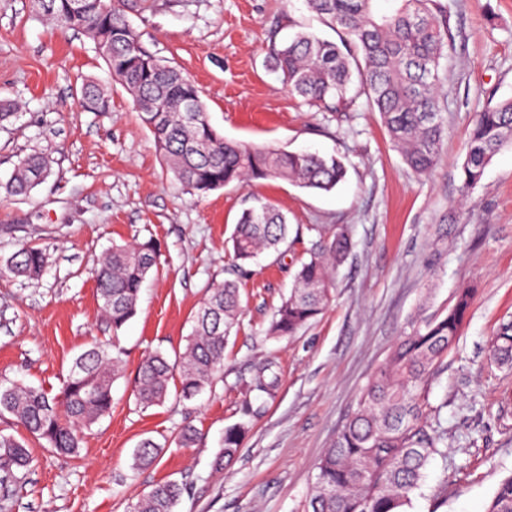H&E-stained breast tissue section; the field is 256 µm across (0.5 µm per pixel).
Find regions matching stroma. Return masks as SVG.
<instances>
[{
  "mask_svg": "<svg viewBox=\"0 0 512 512\" xmlns=\"http://www.w3.org/2000/svg\"><path fill=\"white\" fill-rule=\"evenodd\" d=\"M456 34L441 91L445 144L436 167L418 174L391 144L378 113L346 117L300 105L271 71L267 47L291 24L336 34L304 0H129L126 16L144 47L202 92L224 136L285 151L344 156L335 190L285 180L230 184L201 199L168 172L126 89L83 35L35 16L30 0H0V266L26 243L46 254L39 279L0 275V384L60 393L75 358L92 343L118 342L123 369L109 415L84 430L79 451L60 456L10 415L0 434L27 448L16 491L0 512H128L161 481L186 489L174 512H304L319 460L369 378L408 323L443 317L460 289L472 292L457 345L429 396L448 428L445 456L426 468L409 512H485L512 474V364L489 342L512 324V145L469 195L460 164L474 116L512 98V0H441ZM99 81L107 112L80 104L83 79ZM40 152L51 172L26 196L4 185L19 157ZM288 215L300 241L259 264L235 267L230 238L254 197ZM346 225L353 247L336 271L323 312L295 334L267 335L314 229ZM154 239L157 271L136 315L120 331L103 313L94 265L112 245ZM240 286L244 314L224 349V373L192 401L169 395L142 408L133 389L145 353H182L207 289ZM272 361L279 384L251 392L253 368ZM246 433L235 459L213 460L227 427ZM193 426V447L180 432ZM158 457L136 467L139 443Z\"/></svg>",
  "mask_w": 512,
  "mask_h": 512,
  "instance_id": "obj_1",
  "label": "stroma"
}]
</instances>
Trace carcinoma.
Segmentation results:
<instances>
[{"label":"carcinoma","instance_id":"cac0c4a2","mask_svg":"<svg viewBox=\"0 0 512 512\" xmlns=\"http://www.w3.org/2000/svg\"><path fill=\"white\" fill-rule=\"evenodd\" d=\"M68 0H31L33 11L47 20L83 33L106 63L112 77L131 94L139 117L155 146L187 194L202 197L232 182L282 179L307 190L330 191L347 174L341 158L257 147L227 140L212 127L198 88L173 66L148 52L125 15V0H85L81 15L64 17ZM309 10L340 34V43L299 30L283 45H272L271 70L305 106L336 113L356 106L364 96L380 114L403 162L417 173L430 171L444 145L445 121L438 88L448 80V51L454 35L450 14L440 0H390L380 13L374 0H305ZM111 7L112 32L98 21L102 5ZM82 106L91 112L110 108L108 93L95 81L80 89ZM512 144V99L477 113L460 165L461 192L467 195L483 178L488 164ZM42 157L17 160L7 186L24 195L44 179ZM288 217L261 198L244 209L232 235L233 259L242 266L263 253L281 255L290 248ZM352 248L349 228L318 233L300 260L293 287L276 308L267 334L290 336L327 306L336 269ZM153 239L114 245L98 261L94 275L104 314L118 332L135 314L143 284L158 266ZM45 254L20 246L0 269L13 276L42 275ZM470 308V294H458L454 307L440 319L415 320L391 350L385 365L361 392L356 408L325 450L309 494L307 512H408L424 470L444 455L448 431L441 407L428 401L434 374L459 339ZM242 314L239 285L226 280L206 296L194 319L185 350L171 361L148 352L134 386L136 403L160 405L175 387L179 398L197 397L223 371L224 344ZM492 355L512 361V325L505 324L490 342ZM122 352L94 345L73 362L60 395L16 384L0 388V413L7 412L30 434L55 452L78 451L82 429L112 410V383L122 369ZM279 376L271 361L260 364L247 383L249 391L272 392ZM244 428L224 431L214 466L230 463ZM156 445L141 442L136 462L150 464ZM29 456L15 438L0 434V485ZM184 486L155 485L130 506V512H173ZM485 512H512V475L504 478Z\"/></svg>","mask_w":512,"mask_h":512}]
</instances>
